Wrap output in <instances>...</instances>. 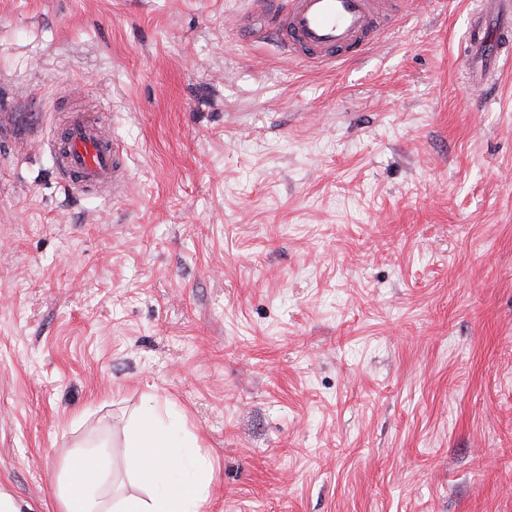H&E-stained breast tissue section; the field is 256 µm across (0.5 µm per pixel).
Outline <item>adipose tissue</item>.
I'll return each instance as SVG.
<instances>
[{"instance_id":"obj_1","label":"adipose tissue","mask_w":512,"mask_h":512,"mask_svg":"<svg viewBox=\"0 0 512 512\" xmlns=\"http://www.w3.org/2000/svg\"><path fill=\"white\" fill-rule=\"evenodd\" d=\"M123 448L146 494L102 499L100 489L111 475L109 458L85 450L73 456L58 484L62 512H200L210 499L211 478L195 440L175 435L153 398H146Z\"/></svg>"}]
</instances>
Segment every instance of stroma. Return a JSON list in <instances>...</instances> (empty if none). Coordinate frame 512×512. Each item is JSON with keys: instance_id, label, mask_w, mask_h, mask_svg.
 Segmentation results:
<instances>
[{"instance_id": "stroma-1", "label": "stroma", "mask_w": 512, "mask_h": 512, "mask_svg": "<svg viewBox=\"0 0 512 512\" xmlns=\"http://www.w3.org/2000/svg\"><path fill=\"white\" fill-rule=\"evenodd\" d=\"M483 0H396L316 66L246 0H0V492L113 491L143 396L209 464L202 512H512V68L473 104ZM126 148L65 187L70 112Z\"/></svg>"}]
</instances>
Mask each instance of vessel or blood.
<instances>
[{
	"instance_id": "1",
	"label": "vessel or blood",
	"mask_w": 512,
	"mask_h": 512,
	"mask_svg": "<svg viewBox=\"0 0 512 512\" xmlns=\"http://www.w3.org/2000/svg\"><path fill=\"white\" fill-rule=\"evenodd\" d=\"M381 0H250L244 21L257 38L274 36L289 56L316 65L335 63L341 55L368 48L379 31ZM470 61L477 79L492 78L497 66L486 50L497 45L512 54V0H485L470 23ZM61 179L72 188L95 187L119 199L127 194L128 174L122 155L100 121L72 113L65 132L48 141Z\"/></svg>"
}]
</instances>
